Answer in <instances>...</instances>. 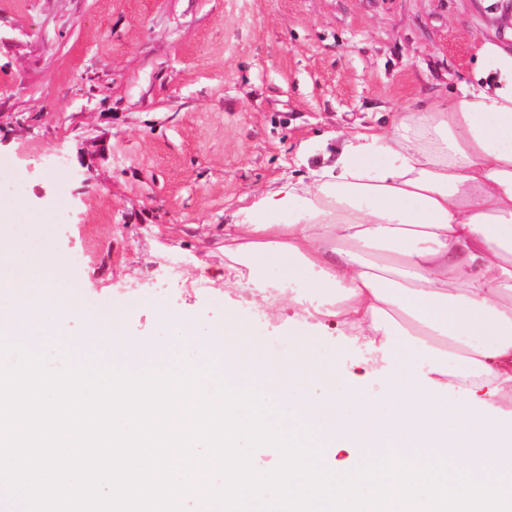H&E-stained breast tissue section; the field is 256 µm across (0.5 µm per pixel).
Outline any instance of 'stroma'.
I'll list each match as a JSON object with an SVG mask.
<instances>
[{"label":"stroma","mask_w":512,"mask_h":512,"mask_svg":"<svg viewBox=\"0 0 512 512\" xmlns=\"http://www.w3.org/2000/svg\"><path fill=\"white\" fill-rule=\"evenodd\" d=\"M487 43L512 49V0H0V208L41 225L86 297L32 351L55 368L101 355L102 301L184 360L230 310L288 359L287 316L224 285L231 213L307 174L300 152L322 138L454 95ZM173 260L161 312L150 294ZM319 337L387 400L398 366L335 323Z\"/></svg>","instance_id":"1"}]
</instances>
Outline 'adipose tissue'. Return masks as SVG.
<instances>
[{
    "label": "adipose tissue",
    "mask_w": 512,
    "mask_h": 512,
    "mask_svg": "<svg viewBox=\"0 0 512 512\" xmlns=\"http://www.w3.org/2000/svg\"><path fill=\"white\" fill-rule=\"evenodd\" d=\"M483 53L461 95L345 136L311 181L253 192L224 227L225 285L298 311L299 344L271 360L231 312L218 338L200 340V360L229 386L287 400L283 427L304 446L399 452L418 467L443 457L478 482L512 460V424L493 414L512 398V55ZM271 261L305 271V291L268 290ZM327 322L398 365L429 354L427 374L391 379L380 409L361 376L317 358ZM98 331L120 342L116 365L167 367L168 352L125 338L117 321ZM448 396L456 412L441 408Z\"/></svg>",
    "instance_id": "1"
}]
</instances>
